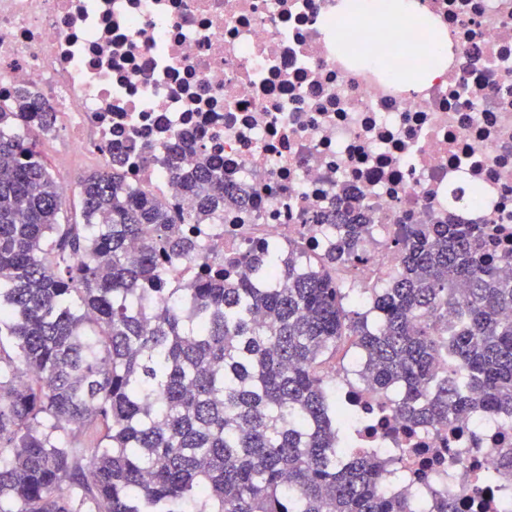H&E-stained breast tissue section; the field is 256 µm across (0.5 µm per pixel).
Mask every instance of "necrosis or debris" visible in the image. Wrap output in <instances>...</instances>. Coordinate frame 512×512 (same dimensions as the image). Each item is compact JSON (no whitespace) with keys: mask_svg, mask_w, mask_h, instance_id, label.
I'll return each mask as SVG.
<instances>
[{"mask_svg":"<svg viewBox=\"0 0 512 512\" xmlns=\"http://www.w3.org/2000/svg\"><path fill=\"white\" fill-rule=\"evenodd\" d=\"M335 3L0 0V106L34 90L69 153L122 159L126 184L184 213L194 203L173 192L174 166L223 161L225 186L251 194L219 223L190 224L215 255L276 242L318 260L342 231L321 217L342 203L369 222L357 259L336 270L361 292L395 274V241L414 224L477 225L512 276V0H421L452 51L410 94L337 54L318 24ZM340 37L368 50L421 33L359 20ZM332 379L342 401L373 417L355 448L396 451L406 478L388 492L445 494L458 512L478 499L512 504L501 415L409 435L348 369Z\"/></svg>","mask_w":512,"mask_h":512,"instance_id":"1","label":"necrosis or debris"}]
</instances>
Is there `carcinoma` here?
<instances>
[{"label":"carcinoma","mask_w":512,"mask_h":512,"mask_svg":"<svg viewBox=\"0 0 512 512\" xmlns=\"http://www.w3.org/2000/svg\"><path fill=\"white\" fill-rule=\"evenodd\" d=\"M54 126L25 89L0 107V512H413L382 491L381 454L339 447L357 420L321 367L346 345L408 432L512 419V278L479 229L408 228L363 312L331 276L360 213L306 268L270 243L180 283L161 260L204 249L183 225L238 203L224 166L173 171L189 215L104 167L80 182L83 223L64 224L39 151Z\"/></svg>","instance_id":"carcinoma-1"}]
</instances>
